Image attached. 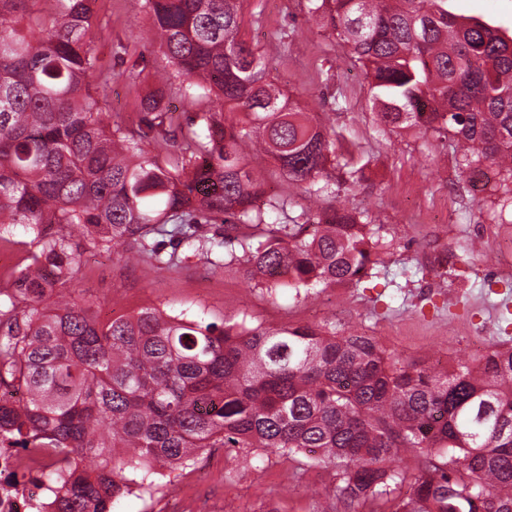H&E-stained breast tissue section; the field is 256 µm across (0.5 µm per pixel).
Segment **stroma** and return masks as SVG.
<instances>
[{
  "label": "stroma",
  "instance_id": "stroma-1",
  "mask_svg": "<svg viewBox=\"0 0 512 512\" xmlns=\"http://www.w3.org/2000/svg\"><path fill=\"white\" fill-rule=\"evenodd\" d=\"M93 45L108 82L93 81L107 122L136 128L141 103L169 64L151 40L138 0H93ZM454 13L512 30V0H451ZM243 39L274 82L303 108L335 126L368 164L343 184L336 204L369 211L380 246L373 277L361 286H320L269 294L241 266L216 268L187 255L174 269L127 265L104 248H84L72 283L106 322L144 306L188 309L206 321L237 316L246 325L309 324L329 333L374 338L406 365L448 368L512 348V275L499 271L497 249L512 238L499 218V177L472 175L451 146L409 130L377 126L369 79L352 68L336 39L307 15V0H244ZM257 476L249 457L212 449L192 466L165 473L149 492L129 493L112 512H178L185 494L217 512H347L331 493L335 471L272 455Z\"/></svg>",
  "mask_w": 512,
  "mask_h": 512
}]
</instances>
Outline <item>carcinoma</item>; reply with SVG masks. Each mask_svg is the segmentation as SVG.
Returning <instances> with one entry per match:
<instances>
[{
  "mask_svg": "<svg viewBox=\"0 0 512 512\" xmlns=\"http://www.w3.org/2000/svg\"><path fill=\"white\" fill-rule=\"evenodd\" d=\"M55 2L45 14L40 0H0V239L21 225L31 247L0 290V387L25 397L0 400V450L65 455L43 473L55 512H112L132 485L210 448L310 453L349 506L512 512L511 348L475 368H416L369 336L156 306L101 322L73 297L74 224L88 246L119 245L157 270L176 267L182 245L215 267L243 264L272 295L361 282L377 242L365 211L296 212L298 195L329 193V170L355 183L361 168L241 39V0H141L173 68L160 83L211 102L187 125L192 152L166 160L148 150L178 137L165 93L143 100L137 131L106 124L90 91L92 0ZM448 2L308 0V14L370 80L380 125L497 167L498 206L512 210V34ZM252 151L278 165L281 192L267 194ZM400 448L427 460L406 497L394 496L406 473L389 466Z\"/></svg>",
  "mask_w": 512,
  "mask_h": 512,
  "instance_id": "carcinoma-1",
  "label": "carcinoma"
}]
</instances>
